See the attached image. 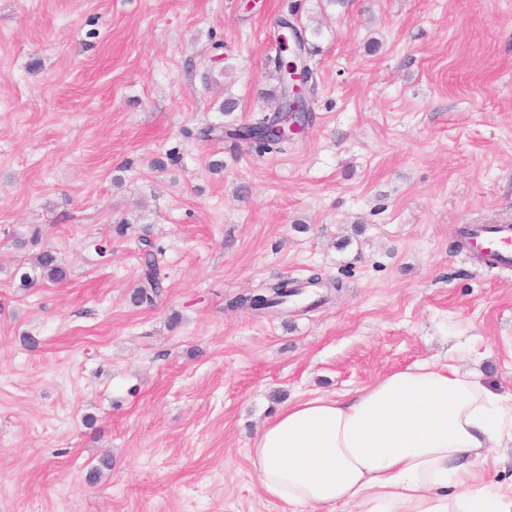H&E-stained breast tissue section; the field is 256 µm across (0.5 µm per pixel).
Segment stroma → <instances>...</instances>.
<instances>
[{"label": "stroma", "instance_id": "35a3bbf8", "mask_svg": "<svg viewBox=\"0 0 512 512\" xmlns=\"http://www.w3.org/2000/svg\"><path fill=\"white\" fill-rule=\"evenodd\" d=\"M278 16L313 121L264 153L224 129L277 104ZM468 224H512V0H0V512H293L248 455L288 402L424 362L512 392ZM41 246L68 277L23 287ZM142 270L140 286L133 291L132 300L135 304L152 305L159 298L164 287L165 274L162 273L160 256L162 249L155 247L150 239L141 238ZM296 292L293 282L288 279H278L265 284L256 292L237 296L231 303V308H244L251 311L268 309L285 303L289 296Z\"/></svg>", "mask_w": 512, "mask_h": 512}]
</instances>
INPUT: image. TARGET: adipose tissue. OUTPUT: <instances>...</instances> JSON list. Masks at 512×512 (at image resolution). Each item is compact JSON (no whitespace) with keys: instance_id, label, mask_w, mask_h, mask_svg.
Here are the masks:
<instances>
[{"instance_id":"adipose-tissue-1","label":"adipose tissue","mask_w":512,"mask_h":512,"mask_svg":"<svg viewBox=\"0 0 512 512\" xmlns=\"http://www.w3.org/2000/svg\"><path fill=\"white\" fill-rule=\"evenodd\" d=\"M509 444L512 394L423 364L288 403L249 457L263 493L298 512H512V492L477 484L488 454Z\"/></svg>"}]
</instances>
